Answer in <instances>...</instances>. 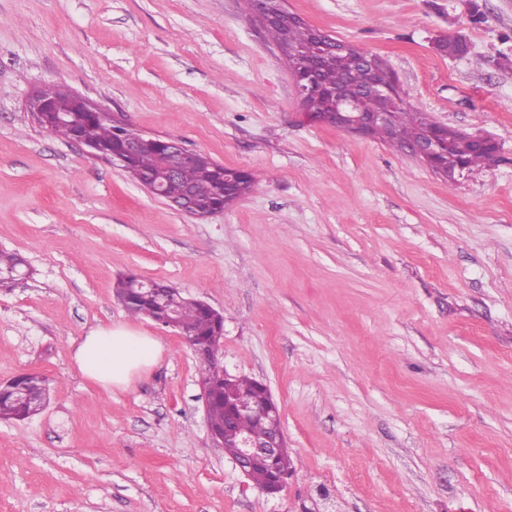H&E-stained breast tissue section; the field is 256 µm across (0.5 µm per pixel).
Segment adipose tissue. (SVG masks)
<instances>
[{
    "instance_id": "obj_1",
    "label": "adipose tissue",
    "mask_w": 512,
    "mask_h": 512,
    "mask_svg": "<svg viewBox=\"0 0 512 512\" xmlns=\"http://www.w3.org/2000/svg\"><path fill=\"white\" fill-rule=\"evenodd\" d=\"M164 352L160 340L127 325L88 330L80 337L74 362L87 379L108 389H123L132 378L157 365Z\"/></svg>"
}]
</instances>
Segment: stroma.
I'll return each instance as SVG.
<instances>
[{
    "instance_id": "35a3bbf8",
    "label": "stroma",
    "mask_w": 512,
    "mask_h": 512,
    "mask_svg": "<svg viewBox=\"0 0 512 512\" xmlns=\"http://www.w3.org/2000/svg\"><path fill=\"white\" fill-rule=\"evenodd\" d=\"M380 56L435 121L499 161L451 183L366 135L302 119L251 0H0V383L51 401L0 421V512H512V0H285ZM459 36L466 56L436 42ZM56 85L114 123L256 180L199 220L41 128ZM133 273L224 316L227 371L268 385L295 475L268 496L207 430L179 330L127 313ZM127 323L162 362L107 391L80 336Z\"/></svg>"
}]
</instances>
